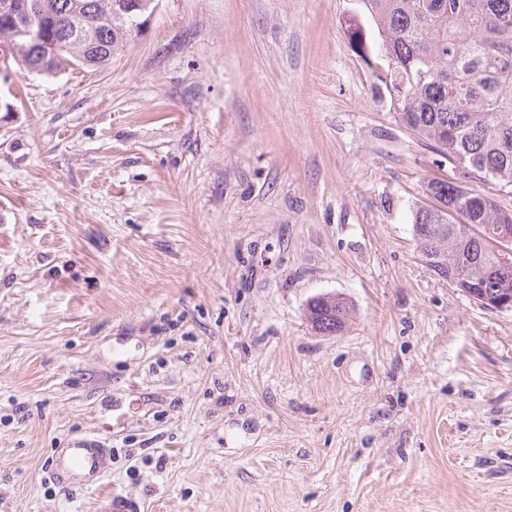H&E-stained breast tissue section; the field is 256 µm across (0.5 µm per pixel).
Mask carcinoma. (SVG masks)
<instances>
[{"label": "carcinoma", "instance_id": "obj_1", "mask_svg": "<svg viewBox=\"0 0 512 512\" xmlns=\"http://www.w3.org/2000/svg\"><path fill=\"white\" fill-rule=\"evenodd\" d=\"M119 0H0V44L29 75L53 76L101 67L145 20L139 11L118 20ZM376 27L374 45L349 25L355 50L384 62L375 73L401 124L439 156L470 175L469 186L444 179L425 182L434 201L415 212L420 257L466 297L512 300V209L479 188L494 181L512 187V0H360ZM349 304L312 310V328L342 331Z\"/></svg>", "mask_w": 512, "mask_h": 512}]
</instances>
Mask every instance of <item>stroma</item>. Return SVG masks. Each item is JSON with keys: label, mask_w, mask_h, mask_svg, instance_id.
<instances>
[{"label": "stroma", "mask_w": 512, "mask_h": 512, "mask_svg": "<svg viewBox=\"0 0 512 512\" xmlns=\"http://www.w3.org/2000/svg\"><path fill=\"white\" fill-rule=\"evenodd\" d=\"M352 19L374 41L359 0H162L101 68L0 60V512H512V311L421 261L424 182L465 175ZM86 432L106 485L61 490ZM314 304L325 306L332 305L331 299L320 297ZM352 309L343 299L336 298V305L327 306L325 309L315 307L309 315L312 328L323 334H335L342 331L352 317ZM317 321V324H316ZM112 465V448L95 434L79 435L54 448L49 476L62 490L97 489Z\"/></svg>", "instance_id": "1"}]
</instances>
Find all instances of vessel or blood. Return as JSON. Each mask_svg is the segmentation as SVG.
<instances>
[{
    "label": "vessel or blood",
    "instance_id": "obj_1",
    "mask_svg": "<svg viewBox=\"0 0 512 512\" xmlns=\"http://www.w3.org/2000/svg\"><path fill=\"white\" fill-rule=\"evenodd\" d=\"M112 465V450L94 434L79 435L54 449L49 476L63 490L99 488Z\"/></svg>",
    "mask_w": 512,
    "mask_h": 512
}]
</instances>
